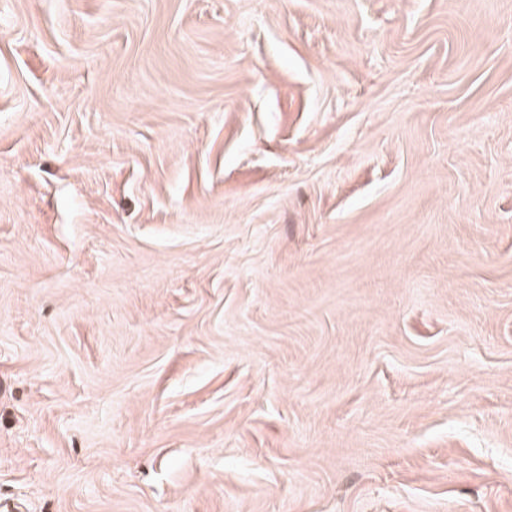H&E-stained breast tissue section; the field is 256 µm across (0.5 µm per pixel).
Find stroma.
I'll return each instance as SVG.
<instances>
[{
	"mask_svg": "<svg viewBox=\"0 0 512 512\" xmlns=\"http://www.w3.org/2000/svg\"><path fill=\"white\" fill-rule=\"evenodd\" d=\"M0 512H512V0H0Z\"/></svg>",
	"mask_w": 512,
	"mask_h": 512,
	"instance_id": "1",
	"label": "stroma"
}]
</instances>
